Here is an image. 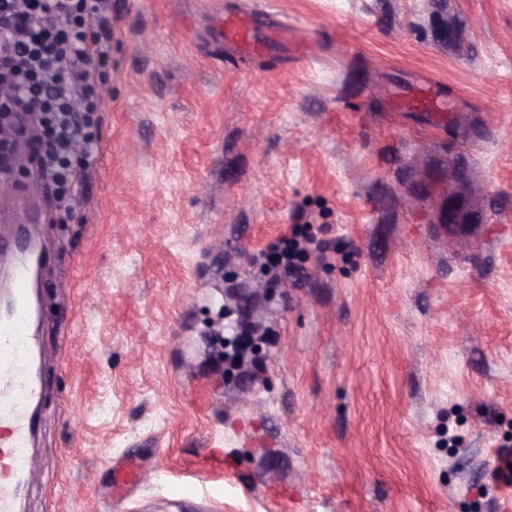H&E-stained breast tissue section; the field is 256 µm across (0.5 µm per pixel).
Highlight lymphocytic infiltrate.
Listing matches in <instances>:
<instances>
[{
  "instance_id": "obj_1",
  "label": "lymphocytic infiltrate",
  "mask_w": 512,
  "mask_h": 512,
  "mask_svg": "<svg viewBox=\"0 0 512 512\" xmlns=\"http://www.w3.org/2000/svg\"><path fill=\"white\" fill-rule=\"evenodd\" d=\"M111 40L112 0H0V78L10 90L0 111L33 114L41 174L66 212L97 146Z\"/></svg>"
}]
</instances>
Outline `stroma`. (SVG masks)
Here are the masks:
<instances>
[{
    "instance_id": "obj_1",
    "label": "stroma",
    "mask_w": 512,
    "mask_h": 512,
    "mask_svg": "<svg viewBox=\"0 0 512 512\" xmlns=\"http://www.w3.org/2000/svg\"><path fill=\"white\" fill-rule=\"evenodd\" d=\"M103 104L79 209L0 179L48 254L20 512H512V0H112ZM252 17L245 19L229 10L224 11V42L240 45L249 52H259L261 46L252 39ZM299 242L296 238H281L280 242L274 245L269 253H263V257L275 268H283L291 272L294 270V257Z\"/></svg>"
}]
</instances>
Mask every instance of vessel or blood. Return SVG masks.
I'll use <instances>...</instances> for the list:
<instances>
[{
    "label": "vessel or blood",
    "instance_id": "vessel-or-blood-1",
    "mask_svg": "<svg viewBox=\"0 0 512 512\" xmlns=\"http://www.w3.org/2000/svg\"><path fill=\"white\" fill-rule=\"evenodd\" d=\"M252 31L251 20L225 12V42L259 51ZM0 263L7 264L10 273V307L0 315V512H19L40 397L32 345L34 271L14 250L1 249Z\"/></svg>",
    "mask_w": 512,
    "mask_h": 512
}]
</instances>
